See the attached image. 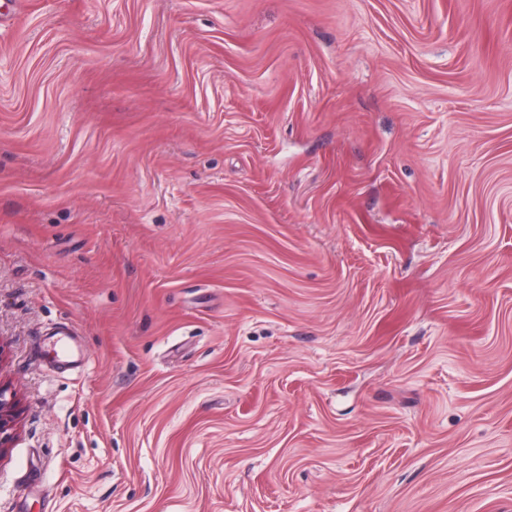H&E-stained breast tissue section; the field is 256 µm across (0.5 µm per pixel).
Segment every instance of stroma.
<instances>
[{
	"label": "stroma",
	"instance_id": "obj_1",
	"mask_svg": "<svg viewBox=\"0 0 512 512\" xmlns=\"http://www.w3.org/2000/svg\"><path fill=\"white\" fill-rule=\"evenodd\" d=\"M0 381V512H512V0H0ZM17 402L13 392L4 384H0V454L4 448L11 433L16 426L17 421Z\"/></svg>",
	"mask_w": 512,
	"mask_h": 512
}]
</instances>
